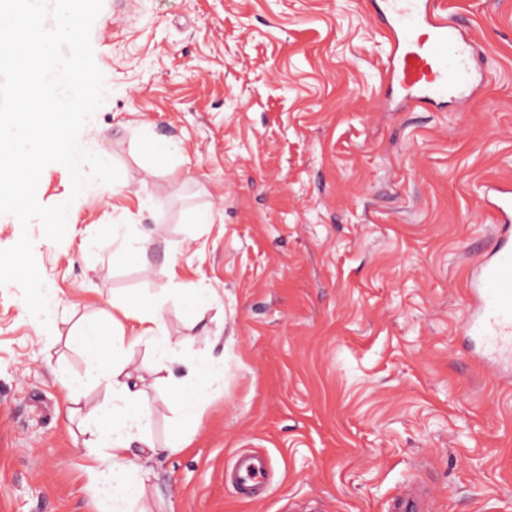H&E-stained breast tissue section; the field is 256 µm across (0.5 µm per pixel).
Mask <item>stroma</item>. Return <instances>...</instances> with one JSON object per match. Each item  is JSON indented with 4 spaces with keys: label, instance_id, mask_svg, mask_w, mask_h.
<instances>
[{
    "label": "stroma",
    "instance_id": "1",
    "mask_svg": "<svg viewBox=\"0 0 512 512\" xmlns=\"http://www.w3.org/2000/svg\"><path fill=\"white\" fill-rule=\"evenodd\" d=\"M481 44L466 111L387 100L389 44L371 0H104L92 31L104 103L80 133L123 181L72 198L68 170L37 199L70 202L61 242L29 231L60 302L54 326L0 287V512H95L74 324L116 295L162 299L185 354L224 358L184 449L148 346L128 357L159 451L147 512H387L415 483L433 512H512V384L460 332L465 277L493 249L482 187L512 181V0H443ZM182 152L162 166L144 139ZM197 209L214 221L191 220ZM149 234L145 267L112 227ZM219 301L194 315L174 281ZM264 455L268 488L240 499L224 470Z\"/></svg>",
    "mask_w": 512,
    "mask_h": 512
}]
</instances>
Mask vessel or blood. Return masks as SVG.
<instances>
[{"mask_svg":"<svg viewBox=\"0 0 512 512\" xmlns=\"http://www.w3.org/2000/svg\"><path fill=\"white\" fill-rule=\"evenodd\" d=\"M380 16L391 45L386 85L401 87L415 106L444 98L459 110L482 87L477 47L463 25L449 21L440 0H384ZM484 200L494 213L496 243L490 257L473 266L466 278L465 330L489 337L495 347L512 350V184L489 185ZM265 461L255 454L238 457L233 477L240 490L263 483ZM390 512H425L426 503L412 488L395 495Z\"/></svg>","mask_w":512,"mask_h":512,"instance_id":"obj_1","label":"vessel or blood"}]
</instances>
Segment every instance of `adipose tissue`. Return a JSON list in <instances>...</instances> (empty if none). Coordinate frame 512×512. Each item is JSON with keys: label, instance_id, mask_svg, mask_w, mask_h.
I'll return each mask as SVG.
<instances>
[{"label": "adipose tissue", "instance_id": "obj_1", "mask_svg": "<svg viewBox=\"0 0 512 512\" xmlns=\"http://www.w3.org/2000/svg\"><path fill=\"white\" fill-rule=\"evenodd\" d=\"M160 309L156 300L113 297L112 343L89 347L86 381L106 385L112 390L111 406L93 405L85 412L93 445L108 451L107 469L91 475L94 484L100 487L96 501L100 512H137L147 480L140 460L157 451L151 432L149 399L122 357V350L149 346L158 353L157 380L168 387V402L181 426L168 441L172 448L188 447L183 424L197 413L199 402L209 388L224 377V361L220 358L204 364L188 362L184 365V374L175 373L172 364L183 343L171 337Z\"/></svg>", "mask_w": 512, "mask_h": 512}]
</instances>
